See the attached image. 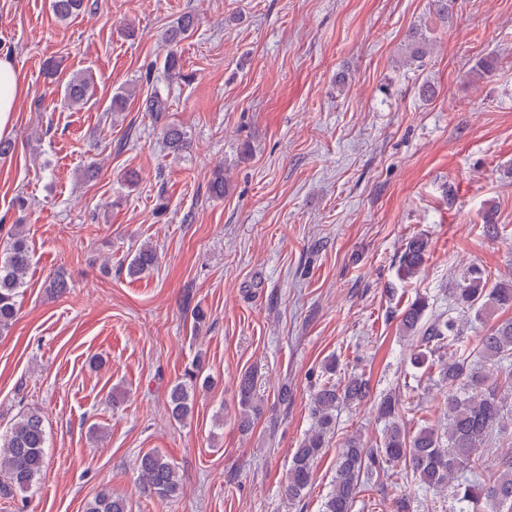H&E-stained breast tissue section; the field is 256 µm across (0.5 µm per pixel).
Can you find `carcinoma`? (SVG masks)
<instances>
[{"instance_id":"obj_1","label":"carcinoma","mask_w":512,"mask_h":512,"mask_svg":"<svg viewBox=\"0 0 512 512\" xmlns=\"http://www.w3.org/2000/svg\"><path fill=\"white\" fill-rule=\"evenodd\" d=\"M84 0H50L56 18L67 20L78 14ZM195 17L185 14L169 26L163 40L170 47L164 67L172 78H183L177 47L190 37ZM430 40L419 27L407 34L402 64L420 68L430 51ZM497 68V59L485 57L473 66L475 79L489 77ZM94 92L91 75L71 78L64 101L71 107L86 104ZM167 147L173 153L187 148L180 129L168 126L164 131ZM428 240L420 235L405 244L399 270L414 277L425 264ZM32 262L27 238L19 231L8 235L0 249V332L16 320L19 299L26 286ZM159 264V254L149 243L142 244L125 266L126 275L139 278ZM457 316L434 313L425 297L416 298L399 315V329L413 347L411 366L434 369L436 385L444 390L446 425L444 430L425 425L411 433L402 423L404 399L389 391L376 403L378 417L385 426L379 443L369 448L357 433L343 442L336 459V476L326 495L321 512H353L357 495L365 480L378 477L391 467L402 466L403 479L416 482L434 495L431 512H437L441 493L448 492V512H512V455L488 464L489 454L502 433L512 426V318L495 322L479 337L475 346L463 343L464 322L478 320L493 312L512 307V281L492 283L483 270L470 267L450 289ZM446 351L448 358L429 362ZM201 360L192 361L182 380L172 386L167 403L171 417L185 421L193 417L197 387L201 380ZM241 411L239 427L249 430L262 408L254 397V374L246 371L238 380ZM370 396L368 380L351 374L340 383L316 384L310 415L312 426L295 449L283 492L288 501L302 499L312 484L314 463L335 433L338 409L359 405ZM48 436L44 418L38 412L21 416L10 430L0 435V495L10 497L32 487L44 467ZM138 478L142 489L160 499H172L182 489L177 467L158 451H149L138 460ZM85 512H127L126 500L101 491L85 506Z\"/></svg>"}]
</instances>
